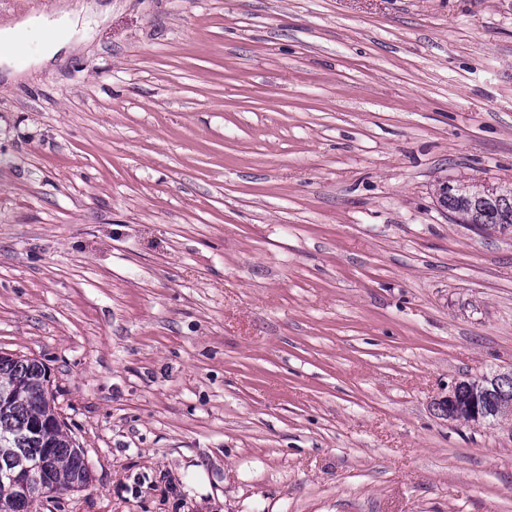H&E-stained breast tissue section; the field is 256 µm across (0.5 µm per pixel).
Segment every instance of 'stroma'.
Listing matches in <instances>:
<instances>
[{"label":"stroma","instance_id":"1","mask_svg":"<svg viewBox=\"0 0 512 512\" xmlns=\"http://www.w3.org/2000/svg\"><path fill=\"white\" fill-rule=\"evenodd\" d=\"M0 72V354L90 485L37 512H512V0H112ZM448 189V181L436 185L435 199L440 209L456 214L463 224H478L474 226L479 232L484 227V233L512 235V187L498 185L495 192L486 193L485 184L452 182ZM444 187V188H443ZM443 189L448 190L444 203L439 202ZM433 413L446 421H463L474 428L490 427L512 417V366L491 376L454 381L432 401Z\"/></svg>","mask_w":512,"mask_h":512}]
</instances>
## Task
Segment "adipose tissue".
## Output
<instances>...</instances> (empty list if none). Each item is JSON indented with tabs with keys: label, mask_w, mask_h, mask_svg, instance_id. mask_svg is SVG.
<instances>
[{
	"label": "adipose tissue",
	"mask_w": 512,
	"mask_h": 512,
	"mask_svg": "<svg viewBox=\"0 0 512 512\" xmlns=\"http://www.w3.org/2000/svg\"><path fill=\"white\" fill-rule=\"evenodd\" d=\"M98 14L97 5H84L54 18H26L14 26L0 29V44L10 47L13 52L10 62L12 75L23 73L33 62L44 63L54 59L78 28ZM33 40L39 41L41 46V55L37 58L29 53V43Z\"/></svg>",
	"instance_id": "obj_1"
}]
</instances>
